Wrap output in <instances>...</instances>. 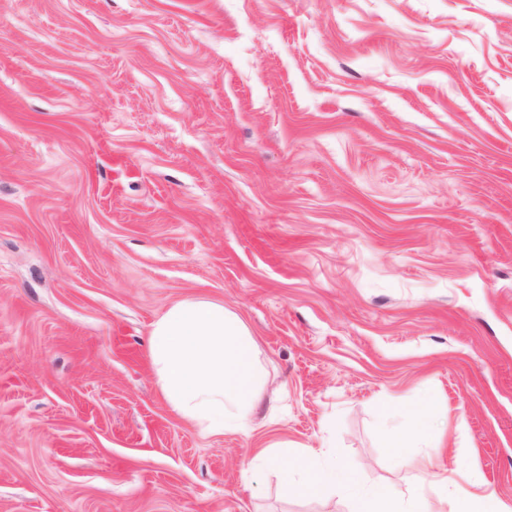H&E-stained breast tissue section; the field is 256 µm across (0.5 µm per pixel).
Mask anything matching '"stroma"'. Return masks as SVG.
Returning <instances> with one entry per match:
<instances>
[{"label": "stroma", "instance_id": "35a3bbf8", "mask_svg": "<svg viewBox=\"0 0 512 512\" xmlns=\"http://www.w3.org/2000/svg\"><path fill=\"white\" fill-rule=\"evenodd\" d=\"M251 332L249 434L161 395L152 322ZM512 508V0H0V512H349L388 432ZM409 423L415 436H428L433 428V411L430 405L417 408L409 414ZM318 452L308 448L289 463L280 457L265 456L270 467L277 470L281 481L289 490L300 496H314L321 492L336 488V484L345 487H355L359 482V474L355 471L336 472V468H317ZM295 471L300 472V478H295Z\"/></svg>", "mask_w": 512, "mask_h": 512}]
</instances>
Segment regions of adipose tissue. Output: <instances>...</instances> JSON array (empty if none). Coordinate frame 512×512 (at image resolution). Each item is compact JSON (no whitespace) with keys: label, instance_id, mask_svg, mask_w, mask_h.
<instances>
[{"label":"adipose tissue","instance_id":"obj_1","mask_svg":"<svg viewBox=\"0 0 512 512\" xmlns=\"http://www.w3.org/2000/svg\"><path fill=\"white\" fill-rule=\"evenodd\" d=\"M148 350L156 384L169 407L205 435L248 433L268 384L255 343L243 322L223 304L190 298L171 305L151 325ZM318 453L306 449L294 460L269 458L281 481L300 496H314L341 485L356 486L357 472L316 465ZM455 470L431 471L422 465L420 483L409 502L380 485L359 493L352 512H488L472 495L429 500L428 485L447 486Z\"/></svg>","mask_w":512,"mask_h":512}]
</instances>
